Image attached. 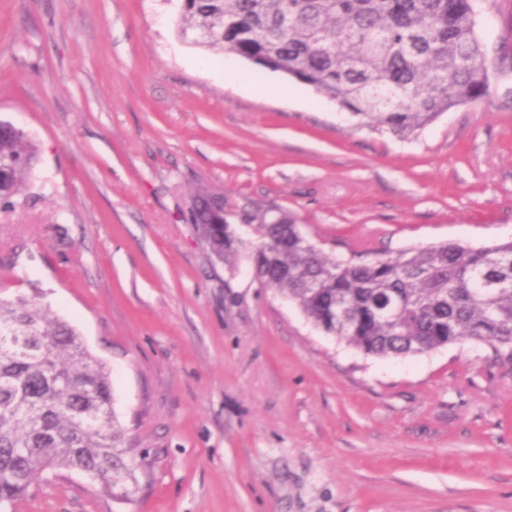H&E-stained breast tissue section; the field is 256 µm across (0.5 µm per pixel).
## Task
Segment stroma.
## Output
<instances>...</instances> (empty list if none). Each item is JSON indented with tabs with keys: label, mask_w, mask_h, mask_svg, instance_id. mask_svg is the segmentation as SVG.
Listing matches in <instances>:
<instances>
[{
	"label": "stroma",
	"mask_w": 512,
	"mask_h": 512,
	"mask_svg": "<svg viewBox=\"0 0 512 512\" xmlns=\"http://www.w3.org/2000/svg\"><path fill=\"white\" fill-rule=\"evenodd\" d=\"M180 6L0 0V119L40 150L35 202L0 213V297L111 367L137 482L117 501L63 472L8 512H512L511 361L364 355L186 220L203 186L288 212L328 254L511 240L512 72L403 140L192 45Z\"/></svg>",
	"instance_id": "stroma-1"
}]
</instances>
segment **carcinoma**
Here are the masks:
<instances>
[{
  "mask_svg": "<svg viewBox=\"0 0 512 512\" xmlns=\"http://www.w3.org/2000/svg\"><path fill=\"white\" fill-rule=\"evenodd\" d=\"M478 0H182L178 33L314 88L360 126L411 138L489 91ZM39 148L0 126V212L20 204ZM224 198L192 200L190 221L220 261L246 252L255 276L330 336L367 356L399 358L471 341L512 361V240L443 243L384 258L326 254L284 211L243 210L248 237H224ZM112 372L67 321L24 296L0 299V505L60 471L128 498L130 458Z\"/></svg>",
  "mask_w": 512,
  "mask_h": 512,
  "instance_id": "obj_1",
  "label": "carcinoma"
}]
</instances>
